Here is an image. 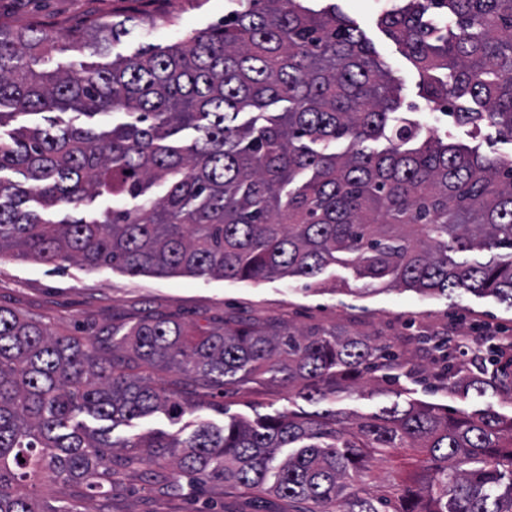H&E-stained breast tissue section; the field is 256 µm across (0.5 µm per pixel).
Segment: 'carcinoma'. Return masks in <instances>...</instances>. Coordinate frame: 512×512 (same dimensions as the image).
<instances>
[{
  "label": "carcinoma",
  "mask_w": 512,
  "mask_h": 512,
  "mask_svg": "<svg viewBox=\"0 0 512 512\" xmlns=\"http://www.w3.org/2000/svg\"><path fill=\"white\" fill-rule=\"evenodd\" d=\"M133 21L98 20L69 36V48L106 54ZM378 23L417 69L428 102L512 139V0H400ZM57 50L42 25L0 27V125L53 112L96 120L22 126L0 140V256L205 281L302 278L310 287L341 264L423 296L463 290L512 308V159L392 118L398 88L336 6L240 0L215 26L104 67H55ZM277 103L282 111L263 113ZM249 107L260 114L238 123ZM117 111L128 119L104 122ZM183 131L194 133L191 144L179 141ZM381 137L387 147L365 146ZM338 142L345 151L330 149ZM5 171L31 185L4 180ZM154 186L164 194L150 201ZM104 194L112 208L90 219L49 213ZM490 249L503 254L450 256ZM414 339L429 346L427 362L342 325L279 321L201 329L151 316L118 339L86 341L0 305V512H80L27 487L82 484L106 501L133 465L155 481L273 492L310 503L308 512H512V415L489 403L450 416L401 403L402 392L386 387L407 367L448 381L453 395H511L512 336L472 347L467 368L450 337ZM171 370L226 392L261 379L311 403L366 383L381 401L358 418L288 409L201 421L183 437L114 438L134 419L162 413L175 423L197 410L157 377ZM398 448L425 453L420 467L386 490L366 488L367 465Z\"/></svg>",
  "instance_id": "cac0c4a2"
}]
</instances>
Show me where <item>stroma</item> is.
<instances>
[{"label":"stroma","instance_id":"1","mask_svg":"<svg viewBox=\"0 0 512 512\" xmlns=\"http://www.w3.org/2000/svg\"><path fill=\"white\" fill-rule=\"evenodd\" d=\"M238 0H0V24L24 27L40 22L61 35L83 29L96 19L127 10L148 18L131 36L114 42L110 55L62 50L56 53L66 68L104 66L117 56H129L147 44L167 46L186 35L211 27L231 16ZM354 20L367 42L401 84V99L410 116L423 128H437L449 142L478 147L488 157L512 156V141L488 125H463L438 120L420 90V77L396 41L379 27V15L397 0H334ZM324 289H306L301 278L270 279L259 283L192 277L130 275L109 267L89 269L75 263L38 264L7 253L0 256V305L42 320L51 332L90 340L122 330L147 316H164L201 328L223 326L225 319L246 323L285 321L297 326L330 328L343 325L368 336L379 346L401 351L405 339L421 330L446 328L471 332L485 324L512 335V309L491 297L463 291L453 297L421 296L397 289H370L368 280L340 265L322 275ZM185 396L197 401L195 413L174 424L162 414L119 426L118 436L132 438L149 431L179 433L199 420L223 424L232 416L254 418L285 409L313 413L316 405L289 401L286 391L250 382L232 393L204 386L178 373H164ZM398 388L412 398L457 413L469 403L449 394L446 386L401 376ZM295 504L272 495L247 494L231 485L200 481L193 492H174L167 484L150 481L143 469L124 471L112 485V512H295Z\"/></svg>","mask_w":512,"mask_h":512}]
</instances>
